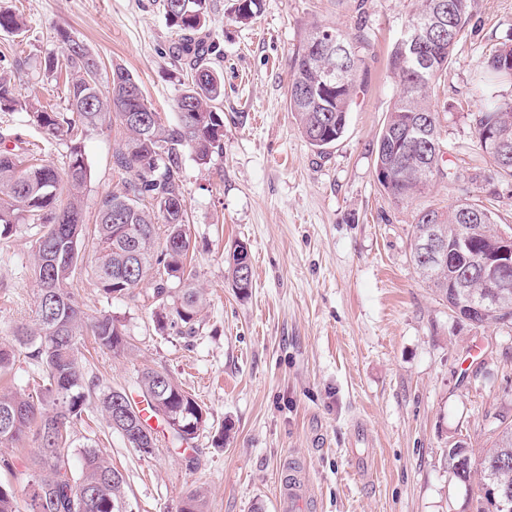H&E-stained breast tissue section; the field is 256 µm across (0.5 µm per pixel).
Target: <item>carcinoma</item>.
I'll list each match as a JSON object with an SVG mask.
<instances>
[{"mask_svg": "<svg viewBox=\"0 0 512 512\" xmlns=\"http://www.w3.org/2000/svg\"><path fill=\"white\" fill-rule=\"evenodd\" d=\"M447 9L448 24L433 30L418 44L429 65L405 63L410 45L397 40L389 54V67L398 78L400 92L388 113L376 144V163L392 170L384 191L396 202L409 203L421 197L431 182L445 176L440 169L441 141L409 136L397 142L394 133L415 127L430 116L438 122V113L430 103L433 86L448 66V59L472 17L473 0H418L414 17L421 16L436 2ZM233 0L231 13L236 21L249 23L261 12L262 0H246V7ZM205 0H163L167 23L179 33L178 53L189 68L191 80L176 101L178 124L168 129L159 113L146 102L141 87L124 67H112L106 89L98 81L95 59L65 31L59 32L67 43L66 68L71 117L21 102L11 79L0 74V111H26L32 123L47 136L71 142L66 178H59L49 165L31 163L12 149L0 150V236L18 224H33V279L37 287L35 329L17 328L15 341L27 350V357L42 368L39 395L23 396L0 391V447L16 448L34 436L39 455L31 479L29 512H123V475L90 447L83 451L78 475L67 468L70 444L67 430L90 409L105 417L110 428L124 426V438L140 453L152 454L157 438L144 413L163 422L172 441L189 443L207 420L201 405L175 384L169 375L152 367L142 369L136 381L135 400L123 388L93 391L94 381L87 379L79 361L81 339L90 336L95 348L107 353L125 351L129 334L125 325L107 313L90 315L68 289L78 265L83 262L86 242L95 252L91 267L93 279L105 293L114 297L137 298L135 289L144 274L154 269L158 280L152 289L153 303L161 307L156 315L158 330L178 328L194 332L204 306L203 293L193 286L188 270L189 253L194 250L186 230L187 205L177 171L180 148L187 147L195 160L206 164L221 149L224 117L217 105L224 100V78L215 66L213 44L200 36L205 26ZM25 23L21 16L0 11V31L19 34ZM328 28L313 25L306 32L291 60L292 78L288 106L294 112L298 128L311 147L326 150L345 132L353 98L358 94L357 79L336 89L319 88L325 69L341 66L359 70L357 53L344 58L320 54L316 39ZM479 83L495 87L512 83V64L495 50L481 63ZM117 122L125 139L116 149L115 166L132 174L125 191L107 196L98 211L96 224L84 223L82 189L90 170L80 148L73 144L78 133L95 130L105 123ZM479 147L493 158L494 170L488 179L512 180V158L505 159L489 147L496 138L512 145V99L491 97L472 114ZM151 200V206L142 204ZM448 240H453L462 224H482L495 231L492 212L463 197L448 209H432ZM166 227L163 243L158 225ZM235 244L227 257V279L238 295L252 288V268L239 267ZM471 255L457 257L448 269L421 267L414 261L422 282L432 288L448 308L458 307L452 282L470 266ZM499 308L478 318V325L489 321L512 325V279L500 288ZM148 444L149 450L142 449ZM476 482V512H490V500L482 494L489 487L501 495L512 493V424L500 430L486 449L477 475L466 476ZM0 512H19L14 489L0 484ZM179 512H205L202 492H189Z\"/></svg>", "mask_w": 512, "mask_h": 512, "instance_id": "carcinoma-1", "label": "carcinoma"}]
</instances>
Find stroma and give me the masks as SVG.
I'll use <instances>...</instances> for the list:
<instances>
[{
  "instance_id": "stroma-1",
  "label": "stroma",
  "mask_w": 512,
  "mask_h": 512,
  "mask_svg": "<svg viewBox=\"0 0 512 512\" xmlns=\"http://www.w3.org/2000/svg\"><path fill=\"white\" fill-rule=\"evenodd\" d=\"M417 0H262L251 23L232 19L229 0H206V28L221 54L224 142L210 162L189 149L178 157L188 231L196 245L195 287L206 301L193 334L158 333L150 306L106 295L86 273L73 281L90 314L125 325L118 354L82 347L81 364L99 387L135 391L144 367L165 370L208 413L189 445L160 439L140 455L97 411L70 429L68 464L79 472L91 446L123 475L133 512H177L195 489L206 512H283L289 463L304 472L310 512H475L465 485L448 470V449L470 448L472 465L500 419H512V326L476 328L456 318L419 279L410 232L419 205L448 207L470 196L498 225L512 226V182H468L493 161L475 138L471 114L486 99L474 76L481 61L512 38V0H475L467 31L436 82L445 170L417 203H397L379 185L378 133L398 94L387 64ZM20 14L24 34L0 33V72L20 100L67 110V83L44 69L65 58L66 30L98 61L107 83L114 65L138 80L165 125L189 72L162 0H0ZM363 35L362 89L343 136L317 152L288 110L290 65L311 24ZM119 125L78 144L90 166L86 223L104 198L123 190L114 165ZM0 146L37 151L64 171L67 143L30 125L24 111L0 112ZM31 233L0 237V342L31 324L36 287ZM249 249L253 287L235 294L226 258ZM231 425L214 447L216 431Z\"/></svg>"
}]
</instances>
